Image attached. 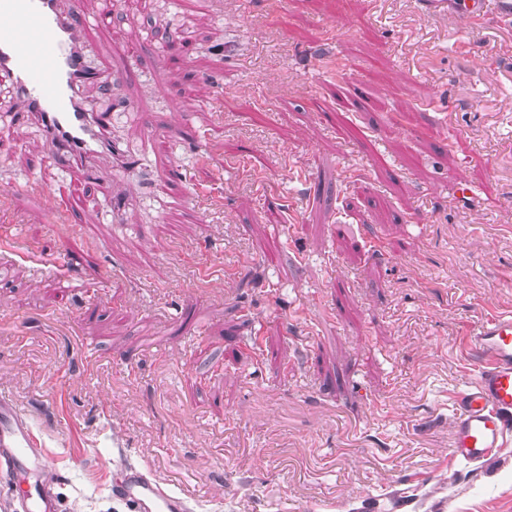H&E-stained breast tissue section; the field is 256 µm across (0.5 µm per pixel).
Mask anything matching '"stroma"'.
Masks as SVG:
<instances>
[{
  "instance_id": "35a3bbf8",
  "label": "stroma",
  "mask_w": 512,
  "mask_h": 512,
  "mask_svg": "<svg viewBox=\"0 0 512 512\" xmlns=\"http://www.w3.org/2000/svg\"><path fill=\"white\" fill-rule=\"evenodd\" d=\"M139 5H116L133 65L95 36L121 96L85 91L129 159L102 157L108 180L78 183L0 96V389L59 512H131L111 493L129 464L191 512H512V430L488 460L449 453L465 338L512 310V18L151 0L146 29ZM170 32L186 65L160 63Z\"/></svg>"
}]
</instances>
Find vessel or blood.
Masks as SVG:
<instances>
[{
    "label": "vessel or blood",
    "mask_w": 512,
    "mask_h": 512,
    "mask_svg": "<svg viewBox=\"0 0 512 512\" xmlns=\"http://www.w3.org/2000/svg\"><path fill=\"white\" fill-rule=\"evenodd\" d=\"M0 81L23 107L19 119L35 124L49 145L82 168L98 174L101 157L124 160L110 137L112 115L93 111L85 86L120 84L124 75L102 69L88 26L110 27L108 16L87 19L80 0H0ZM479 365L472 387L454 406L453 457L481 461L502 446L512 414V311L481 319L468 339ZM45 457L24 412L0 391V480L18 482L35 474L21 502L23 512H56V494L42 475ZM115 496L137 501L144 512H190L187 499L134 466L124 467L112 486Z\"/></svg>",
    "instance_id": "b4317fda"
}]
</instances>
